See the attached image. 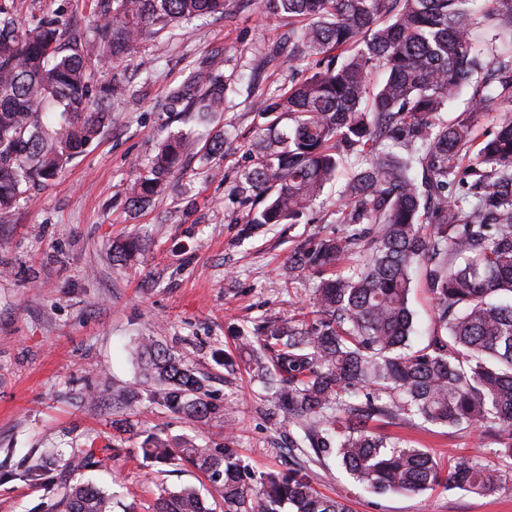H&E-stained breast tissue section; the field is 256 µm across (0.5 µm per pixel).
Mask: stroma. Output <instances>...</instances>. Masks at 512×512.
Here are the masks:
<instances>
[{
	"label": "stroma",
	"mask_w": 512,
	"mask_h": 512,
	"mask_svg": "<svg viewBox=\"0 0 512 512\" xmlns=\"http://www.w3.org/2000/svg\"><path fill=\"white\" fill-rule=\"evenodd\" d=\"M96 0H18L23 16L65 9L84 26L96 22ZM288 24L261 14L252 0H224L223 15L180 24L163 49L144 42L114 66L127 80L125 99L87 152L45 187L30 189L0 222V512H49L62 479L90 481L113 494V512H153L160 487L193 486L214 512L224 503L193 466L146 459L142 442L171 439L223 446L232 440L248 480L309 467L319 492L352 512H512V488L484 495L436 488L421 495L377 496L336 463L310 464L289 448L288 430L246 367L227 372L234 331L265 318L311 309V279L288 277V258L312 235L340 234L337 186L317 200L310 224H269L244 235L227 197L249 162L259 123L257 103L288 87ZM219 55L231 89L225 111L209 125L159 109L170 85L206 56ZM230 129L236 148L210 157L206 144ZM189 132L169 188L132 209V165L153 157L162 138ZM137 232L134 267L113 260L114 245ZM161 332L167 346L207 380L224 405L226 434L149 400L133 348ZM130 389L140 407L116 404L109 386ZM388 436L429 450L443 462L473 454L471 438L423 421L384 424ZM97 465L69 470L87 449Z\"/></svg>",
	"instance_id": "obj_1"
}]
</instances>
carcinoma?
<instances>
[{
    "label": "carcinoma",
    "mask_w": 512,
    "mask_h": 512,
    "mask_svg": "<svg viewBox=\"0 0 512 512\" xmlns=\"http://www.w3.org/2000/svg\"><path fill=\"white\" fill-rule=\"evenodd\" d=\"M255 0L269 15L302 22L288 30L298 71L288 90L260 101L266 119L249 147L251 164L228 191L247 211V230L298 224L343 163L361 159L337 204L339 236H315L288 258L290 277H315L311 318L269 319L237 336L240 359L273 391L311 461L333 457L370 492L418 495L437 487L485 494L512 478V117L473 149L474 119L512 105V0ZM86 27L59 13L21 19L0 0V220L29 189L52 183L100 137L127 86L96 78L136 43L182 22L224 14V0H96ZM498 28L488 63L479 30ZM468 88L470 110L445 119L448 99ZM229 85L208 56L170 87L163 108L208 120L224 110ZM184 141H162L136 168L129 203L159 196ZM130 263L129 237L115 247ZM359 255L346 276L336 266ZM421 272L435 302L434 327L413 348L409 307ZM154 403L224 426L205 379L163 343L140 344ZM421 419L493 447L443 465L430 452L375 431L372 423ZM144 456L186 461L205 473L224 512H351L313 489L308 474L241 475L230 441L209 448L148 436ZM54 507L112 512L111 496L66 482ZM154 512H214L190 486L161 487Z\"/></svg>",
    "instance_id": "cac0c4a2"
}]
</instances>
